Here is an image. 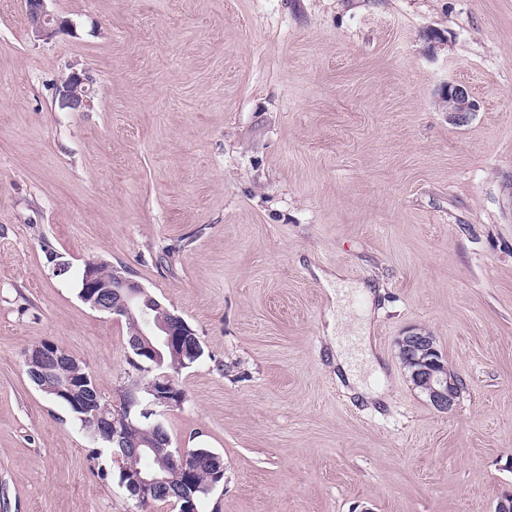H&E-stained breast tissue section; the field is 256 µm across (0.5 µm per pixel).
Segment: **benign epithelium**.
I'll return each instance as SVG.
<instances>
[{
  "instance_id": "obj_1",
  "label": "benign epithelium",
  "mask_w": 512,
  "mask_h": 512,
  "mask_svg": "<svg viewBox=\"0 0 512 512\" xmlns=\"http://www.w3.org/2000/svg\"><path fill=\"white\" fill-rule=\"evenodd\" d=\"M24 2L34 37L48 40L60 32L73 30L74 24L69 18L49 9L50 0ZM91 85L92 78L85 71H71L56 88L61 107L74 111L90 107ZM440 102L447 112L477 111V101L469 89L459 83H446ZM99 265L97 260L86 261L82 276L81 298L91 309L123 318L130 316L135 306L159 312L149 330L138 328L132 333L129 339L132 363L150 373L162 367L166 352L181 361H194L199 357V340L194 338L193 330L185 329L186 323L180 315L164 308L127 273L114 267L105 275ZM396 347L412 388L424 395L436 410H451L460 395L462 383L458 377L448 374V365L443 362L434 338L410 331L396 340ZM24 360L39 383L38 389L45 393L68 398L73 395L77 385L91 391L89 373L82 363L53 342H42L28 350ZM64 367L72 368V372L62 378L58 371ZM148 392L150 397L140 413L147 418L146 431L157 433V437L151 441L143 440L139 433L130 434L125 426L117 423L113 418L117 410L111 403H102L95 397L75 403L78 408L92 413L94 435L120 448L116 456L126 457L143 452L154 455L155 465L151 470L125 468L120 481L143 512L157 499L175 497L182 501L190 498L187 488L171 484L170 474L177 472L190 476L197 465L193 453L184 448H173L170 440L159 436L161 423L148 421L157 407L170 409L181 406L185 399L183 391L172 375L167 373L156 376Z\"/></svg>"
}]
</instances>
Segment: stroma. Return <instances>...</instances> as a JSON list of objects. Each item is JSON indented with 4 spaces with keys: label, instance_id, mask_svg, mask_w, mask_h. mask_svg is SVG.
<instances>
[{
    "label": "stroma",
    "instance_id": "obj_1",
    "mask_svg": "<svg viewBox=\"0 0 512 512\" xmlns=\"http://www.w3.org/2000/svg\"><path fill=\"white\" fill-rule=\"evenodd\" d=\"M0 0V512H139L36 388L63 347L101 396L149 375L78 296L127 269L203 356L159 414L224 481L202 512H496L512 493V0ZM93 78L90 108L56 83ZM469 86L466 121L438 106ZM71 264L59 277L46 249ZM434 336L442 413L395 341ZM350 356L365 399L332 362ZM53 0H24L30 20L31 33L35 38L48 40L56 34L72 31L73 22L49 9L48 2ZM91 85L92 78L86 71L72 70L56 88L61 107L74 111L90 107Z\"/></svg>",
    "mask_w": 512,
    "mask_h": 512
}]
</instances>
